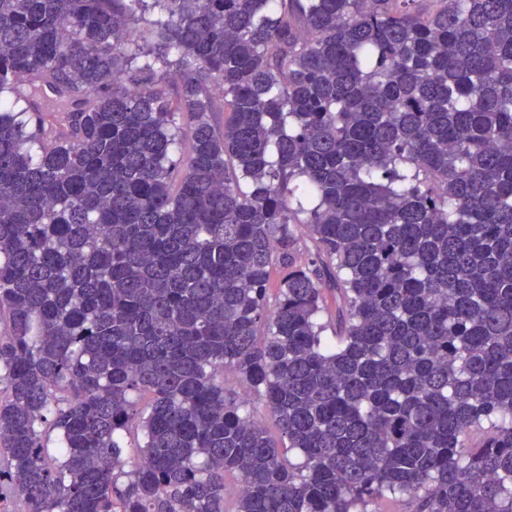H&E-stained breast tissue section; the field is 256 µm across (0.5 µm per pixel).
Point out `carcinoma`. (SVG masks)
<instances>
[{"instance_id": "cac0c4a2", "label": "carcinoma", "mask_w": 512, "mask_h": 512, "mask_svg": "<svg viewBox=\"0 0 512 512\" xmlns=\"http://www.w3.org/2000/svg\"><path fill=\"white\" fill-rule=\"evenodd\" d=\"M0 324L22 512H512V0H0ZM224 387L230 392L235 393L239 398L247 400L252 408L253 418L259 422L271 436H278L276 420L266 409L263 402L246 386L242 385L231 372L224 373Z\"/></svg>"}]
</instances>
